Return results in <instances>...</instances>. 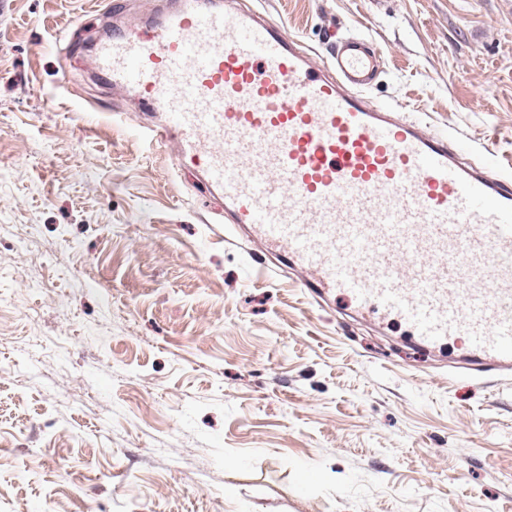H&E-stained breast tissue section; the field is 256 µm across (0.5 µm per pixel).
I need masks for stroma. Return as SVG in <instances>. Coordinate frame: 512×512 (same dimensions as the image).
<instances>
[{
  "mask_svg": "<svg viewBox=\"0 0 512 512\" xmlns=\"http://www.w3.org/2000/svg\"><path fill=\"white\" fill-rule=\"evenodd\" d=\"M0 0V512H512V375L342 319L97 74L185 0ZM512 173V0H260Z\"/></svg>",
  "mask_w": 512,
  "mask_h": 512,
  "instance_id": "35a3bbf8",
  "label": "stroma"
}]
</instances>
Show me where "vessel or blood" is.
<instances>
[{"label": "vessel or blood", "instance_id": "vessel-or-blood-1", "mask_svg": "<svg viewBox=\"0 0 512 512\" xmlns=\"http://www.w3.org/2000/svg\"><path fill=\"white\" fill-rule=\"evenodd\" d=\"M95 66L161 113L143 135L176 142L309 294L437 348L466 337L470 370L512 368V177L372 103L367 36L319 62L257 10L189 0L107 38Z\"/></svg>", "mask_w": 512, "mask_h": 512}]
</instances>
